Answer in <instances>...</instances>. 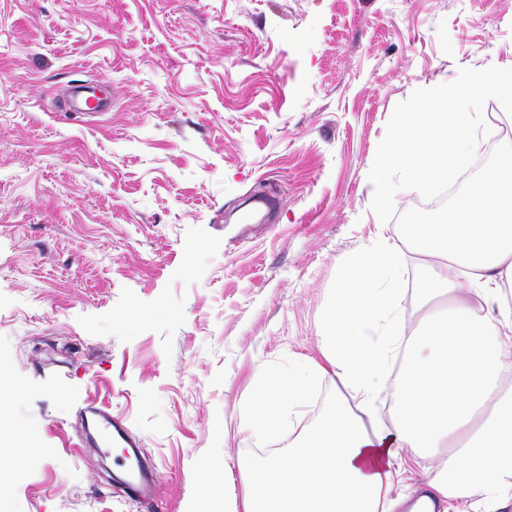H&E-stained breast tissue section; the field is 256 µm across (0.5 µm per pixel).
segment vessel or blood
Listing matches in <instances>:
<instances>
[{
    "instance_id": "vessel-or-blood-1",
    "label": "vessel or blood",
    "mask_w": 512,
    "mask_h": 512,
    "mask_svg": "<svg viewBox=\"0 0 512 512\" xmlns=\"http://www.w3.org/2000/svg\"><path fill=\"white\" fill-rule=\"evenodd\" d=\"M69 98L71 108L79 112H95L103 107V103L97 97L94 87L89 85L72 87ZM79 411L94 426L96 446L108 448L118 444L126 449L129 457L138 459L139 464L136 471L125 482L126 495L136 502H148L159 480V472L156 466L143 462V453L139 443L129 436L122 421L115 418L108 408L86 401L82 403Z\"/></svg>"
}]
</instances>
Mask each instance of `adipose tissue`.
<instances>
[{
	"label": "adipose tissue",
	"mask_w": 512,
	"mask_h": 512,
	"mask_svg": "<svg viewBox=\"0 0 512 512\" xmlns=\"http://www.w3.org/2000/svg\"><path fill=\"white\" fill-rule=\"evenodd\" d=\"M431 257L417 325L402 321L395 277L402 245ZM336 299L320 327L314 375L344 388L312 430L252 473L243 512H394L391 468L431 473L441 502L512 501V150L459 197L448 219L377 235L340 261ZM389 389L395 413L378 404ZM308 398L292 374L265 381L251 429L279 436Z\"/></svg>",
	"instance_id": "1"
}]
</instances>
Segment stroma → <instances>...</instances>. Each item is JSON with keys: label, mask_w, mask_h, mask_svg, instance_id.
Returning <instances> with one entry per match:
<instances>
[{"label": "stroma", "mask_w": 512, "mask_h": 512, "mask_svg": "<svg viewBox=\"0 0 512 512\" xmlns=\"http://www.w3.org/2000/svg\"><path fill=\"white\" fill-rule=\"evenodd\" d=\"M512 67V0H0V512H146L78 405L124 419L156 512L223 507L268 443L260 380L318 356L337 257L380 219L397 104ZM88 81L102 112H71ZM277 203L244 224L248 198ZM421 257L397 260L415 324ZM340 389L313 377L309 431Z\"/></svg>", "instance_id": "35a3bbf8"}]
</instances>
